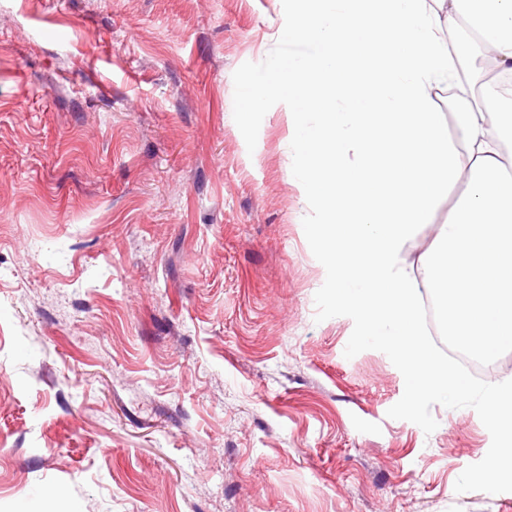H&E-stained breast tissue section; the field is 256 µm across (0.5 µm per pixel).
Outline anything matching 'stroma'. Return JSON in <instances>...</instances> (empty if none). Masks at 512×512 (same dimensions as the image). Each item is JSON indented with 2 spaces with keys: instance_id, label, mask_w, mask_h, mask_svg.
<instances>
[{
  "instance_id": "1",
  "label": "stroma",
  "mask_w": 512,
  "mask_h": 512,
  "mask_svg": "<svg viewBox=\"0 0 512 512\" xmlns=\"http://www.w3.org/2000/svg\"><path fill=\"white\" fill-rule=\"evenodd\" d=\"M286 0H0V512H512L491 436L389 418L386 354L315 319ZM440 197L401 253L428 252Z\"/></svg>"
}]
</instances>
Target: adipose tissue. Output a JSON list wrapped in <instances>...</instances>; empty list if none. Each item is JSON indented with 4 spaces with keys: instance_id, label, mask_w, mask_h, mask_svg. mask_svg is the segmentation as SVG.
Here are the masks:
<instances>
[{
    "instance_id": "ef3b65f1",
    "label": "adipose tissue",
    "mask_w": 512,
    "mask_h": 512,
    "mask_svg": "<svg viewBox=\"0 0 512 512\" xmlns=\"http://www.w3.org/2000/svg\"><path fill=\"white\" fill-rule=\"evenodd\" d=\"M279 39L296 52L271 60L244 90L246 109L288 105L297 170L321 212L316 234L355 309L363 339L384 343L410 376L412 405L464 396L424 333L419 287L442 292L439 323L454 341L493 356L512 349V182L504 130L457 95L448 130L430 107L438 85L460 84L459 19L484 55L512 75V0H289ZM469 185L448 209L420 271L398 261L446 186Z\"/></svg>"
}]
</instances>
